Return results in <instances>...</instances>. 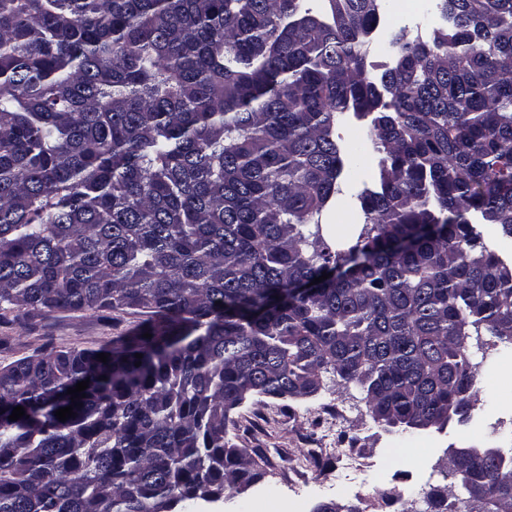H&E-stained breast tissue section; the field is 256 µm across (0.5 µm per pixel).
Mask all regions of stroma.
<instances>
[{"label": "stroma", "instance_id": "35a3bbf8", "mask_svg": "<svg viewBox=\"0 0 512 512\" xmlns=\"http://www.w3.org/2000/svg\"><path fill=\"white\" fill-rule=\"evenodd\" d=\"M377 176L378 157L373 154L342 181L339 203L322 218L326 234L338 246L354 242L361 222L354 196ZM143 319V314L120 309L14 311L0 323V364L32 355L46 343L59 350L96 349ZM471 355L480 365L483 384L498 387L497 403L477 407L464 422L417 431L408 441L374 422L359 390L338 380L325 381L306 397L249 399L235 410L228 437L247 449L264 473L250 501L277 489L297 501L299 512L331 502L351 512H428V495L441 493L455 512H476L477 503L448 475L444 451L451 446H512L501 435L512 427V345L475 349ZM341 448L353 449L363 467L346 465L337 455Z\"/></svg>", "mask_w": 512, "mask_h": 512}]
</instances>
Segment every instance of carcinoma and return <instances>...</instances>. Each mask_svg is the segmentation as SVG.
<instances>
[{
    "label": "carcinoma",
    "instance_id": "obj_1",
    "mask_svg": "<svg viewBox=\"0 0 512 512\" xmlns=\"http://www.w3.org/2000/svg\"><path fill=\"white\" fill-rule=\"evenodd\" d=\"M304 2L0 0V319L147 316L0 366V512L244 508L231 413L327 379L405 436L475 410L472 337L512 343V0H436L374 74L382 0ZM347 113L379 171L336 250ZM449 472L512 512V447Z\"/></svg>",
    "mask_w": 512,
    "mask_h": 512
}]
</instances>
